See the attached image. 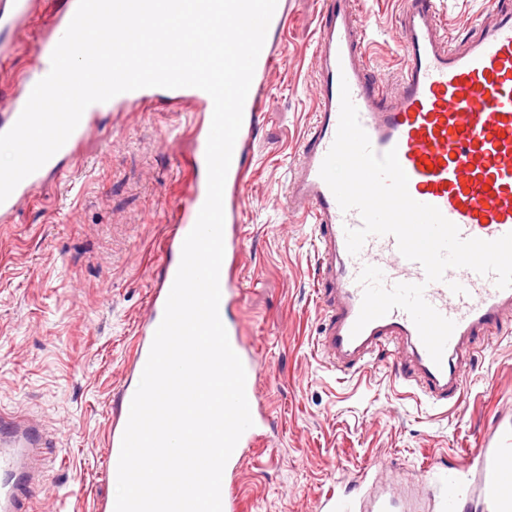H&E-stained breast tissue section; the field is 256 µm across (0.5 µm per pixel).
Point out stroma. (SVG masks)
<instances>
[{
    "label": "stroma",
    "mask_w": 512,
    "mask_h": 512,
    "mask_svg": "<svg viewBox=\"0 0 512 512\" xmlns=\"http://www.w3.org/2000/svg\"><path fill=\"white\" fill-rule=\"evenodd\" d=\"M63 0H41L28 35L0 62V94L40 62L33 38ZM288 26L272 37L251 141L236 315L263 366L259 396L272 417L236 479L243 512H318L370 461L386 466L367 493L397 497V512H435L423 468L462 461L512 407V316L479 339L465 368V398L431 409L400 377L407 353L385 345L368 367L337 369L317 346L322 328L313 225L287 215L285 190L316 108L314 49L323 0H284ZM449 36L481 30L486 0H431ZM403 0H356L372 42L373 78L397 88L404 60L396 27ZM199 107L163 95L106 110L81 150L61 159L53 187L0 223V414L40 421L52 441L44 495L31 512H98L116 485L99 475L104 430L127 376L131 340L164 261L171 209L202 173L190 160Z\"/></svg>",
    "instance_id": "stroma-1"
}]
</instances>
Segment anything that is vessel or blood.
<instances>
[{"instance_id":"vessel-or-blood-1","label":"vessel or blood","mask_w":512,"mask_h":512,"mask_svg":"<svg viewBox=\"0 0 512 512\" xmlns=\"http://www.w3.org/2000/svg\"><path fill=\"white\" fill-rule=\"evenodd\" d=\"M37 6L38 0H0V27L10 33L9 39H0L1 59L14 54L17 39L29 29ZM397 34L405 65L396 92L389 94L368 77L369 39L353 10V0H324L315 47L317 109L292 165L285 202L289 215L315 228L316 276L324 316L318 344L329 363L337 368L365 365L382 343L406 342L414 362L411 385L432 405L445 406L460 400L465 358L474 337L494 335L504 316L512 314V288H498L494 276L468 268L447 269L443 281L426 283L423 267L404 258L390 235L369 236L358 254H350L345 231L360 227L361 216L357 210L340 209L320 169L336 137L340 86L345 83L373 150L379 154L396 150L415 201L436 206L465 239L494 240L512 232V0H491L489 20L480 34L457 44L451 43L439 24L430 0H405ZM276 65L270 48H262L226 178L222 265L227 270L236 265L243 249L240 222L248 145L260 117L261 82ZM34 85V79H25L17 93L0 97V133L17 121ZM172 96L202 108L203 119L194 135L207 139L211 97L192 87L175 89ZM93 118V113H83L59 157L50 158L0 203L1 224L10 222L22 201L44 186L47 176L56 172L60 156L73 153L90 136ZM206 196V186H195L175 210L173 230L163 246L162 272L140 319L128 376L107 430L106 481L117 479L131 401L164 316L184 239ZM367 266L382 271L388 288L425 283V300L454 321L441 363L433 362L404 310H392L353 333L364 292L359 275ZM220 288L219 314L246 370L245 391L253 420L225 466L226 473L233 475L241 468L247 448L256 445L258 430L268 418L256 394L260 364L246 348L240 323L231 313L241 298V285L227 273L220 278ZM45 438L44 430L26 418L0 417V512H22L25 501L44 487L46 468L37 464L34 452ZM421 479L438 512H467L474 501L480 512H512V414L499 415L459 466H429ZM393 506L387 499L368 502L339 495L326 497L320 512H392Z\"/></svg>"}]
</instances>
